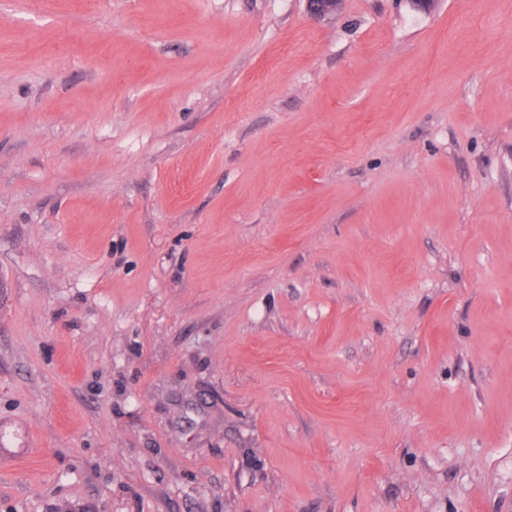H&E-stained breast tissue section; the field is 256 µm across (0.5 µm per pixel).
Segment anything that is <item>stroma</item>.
Masks as SVG:
<instances>
[{"label":"stroma","mask_w":512,"mask_h":512,"mask_svg":"<svg viewBox=\"0 0 512 512\" xmlns=\"http://www.w3.org/2000/svg\"><path fill=\"white\" fill-rule=\"evenodd\" d=\"M0 512H512V0H0ZM307 11L313 19H331L338 14L343 0H306Z\"/></svg>","instance_id":"1"}]
</instances>
